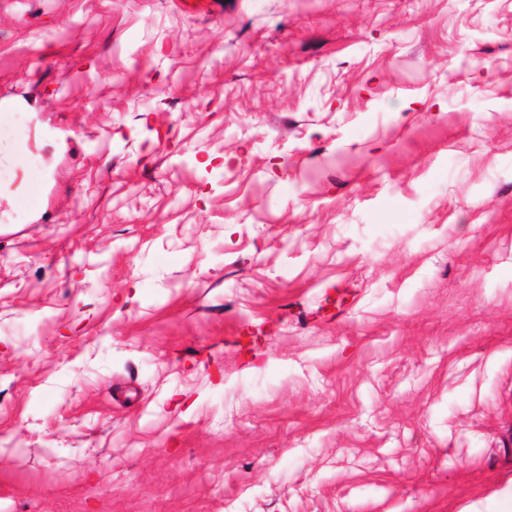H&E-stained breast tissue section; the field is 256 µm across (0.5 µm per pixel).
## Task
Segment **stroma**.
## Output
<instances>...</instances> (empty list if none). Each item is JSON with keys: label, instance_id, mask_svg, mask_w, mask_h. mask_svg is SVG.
Here are the masks:
<instances>
[{"label": "stroma", "instance_id": "35a3bbf8", "mask_svg": "<svg viewBox=\"0 0 512 512\" xmlns=\"http://www.w3.org/2000/svg\"><path fill=\"white\" fill-rule=\"evenodd\" d=\"M0 0V512H512V0Z\"/></svg>", "mask_w": 512, "mask_h": 512}]
</instances>
